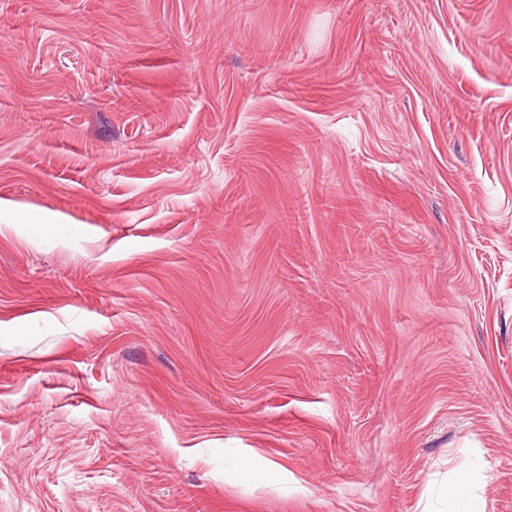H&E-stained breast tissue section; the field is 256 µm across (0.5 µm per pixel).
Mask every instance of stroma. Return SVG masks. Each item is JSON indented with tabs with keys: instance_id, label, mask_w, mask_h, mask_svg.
I'll return each mask as SVG.
<instances>
[{
	"instance_id": "stroma-1",
	"label": "stroma",
	"mask_w": 512,
	"mask_h": 512,
	"mask_svg": "<svg viewBox=\"0 0 512 512\" xmlns=\"http://www.w3.org/2000/svg\"><path fill=\"white\" fill-rule=\"evenodd\" d=\"M464 476L512 512V0H0V512Z\"/></svg>"
}]
</instances>
